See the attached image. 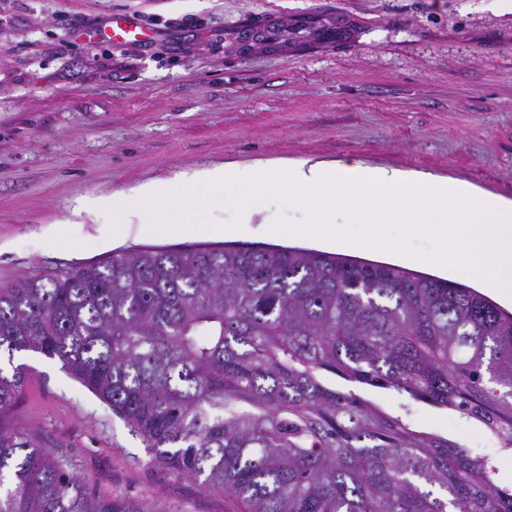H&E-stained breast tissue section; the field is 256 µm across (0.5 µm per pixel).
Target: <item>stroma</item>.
<instances>
[{
	"label": "stroma",
	"mask_w": 512,
	"mask_h": 512,
	"mask_svg": "<svg viewBox=\"0 0 512 512\" xmlns=\"http://www.w3.org/2000/svg\"><path fill=\"white\" fill-rule=\"evenodd\" d=\"M488 0H0V287L31 271H68L125 249L208 242L231 222L235 186L179 234L130 233L121 215L77 219L76 199L116 195L179 171L256 159L358 161L428 172L512 200V13ZM129 15L140 43L82 36L74 23ZM63 239L45 237L48 225ZM389 234L420 255L426 229ZM13 423L68 460L104 496L157 512H231L222 491L155 465L111 407L32 353ZM365 399L413 429L484 453L492 438L451 412L391 389Z\"/></svg>",
	"instance_id": "35a3bbf8"
}]
</instances>
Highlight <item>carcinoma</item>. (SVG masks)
<instances>
[{
	"mask_svg": "<svg viewBox=\"0 0 512 512\" xmlns=\"http://www.w3.org/2000/svg\"><path fill=\"white\" fill-rule=\"evenodd\" d=\"M112 407L234 512H512L495 458L418 432L393 389L512 453V312L395 265L297 247H146L0 288V512H154L98 495L10 423L25 353Z\"/></svg>",
	"mask_w": 512,
	"mask_h": 512,
	"instance_id": "carcinoma-1",
	"label": "carcinoma"
}]
</instances>
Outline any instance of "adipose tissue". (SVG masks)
Returning a JSON list of instances; mask_svg holds the SVG:
<instances>
[{
  "label": "adipose tissue",
  "instance_id": "obj_1",
  "mask_svg": "<svg viewBox=\"0 0 512 512\" xmlns=\"http://www.w3.org/2000/svg\"><path fill=\"white\" fill-rule=\"evenodd\" d=\"M238 179L243 194L258 206L238 209L235 223L247 224L252 234L272 237L313 236L358 250L386 251L407 256L402 242L388 238L390 224L430 226L440 242L431 256L433 265L457 273L479 270L487 288L512 297V201L479 194L469 186L428 173H406L371 168L359 163L317 161H257L234 170L214 165L176 173L167 179L139 184L122 197L77 201L75 215L102 208L123 212L119 233L133 226L151 234L173 235L179 226L173 208L208 207L213 192ZM305 209L302 222L271 223L263 201L281 194ZM154 205L153 218H144L143 203ZM349 211L354 223L370 225L369 234L353 237L336 213Z\"/></svg>",
  "mask_w": 512,
  "mask_h": 512
}]
</instances>
